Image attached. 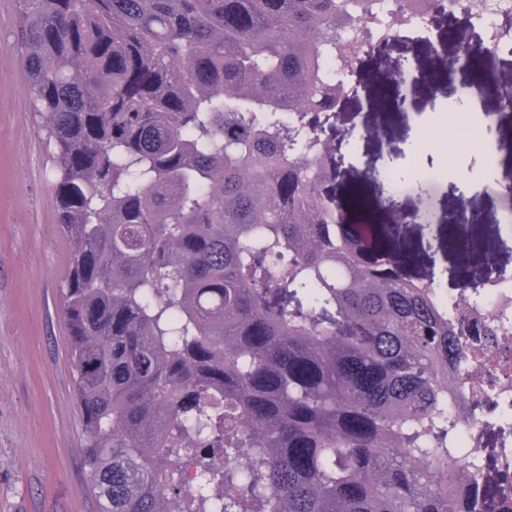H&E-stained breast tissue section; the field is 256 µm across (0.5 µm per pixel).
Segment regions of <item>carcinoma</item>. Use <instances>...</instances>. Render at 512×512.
Here are the masks:
<instances>
[{"instance_id":"1","label":"carcinoma","mask_w":512,"mask_h":512,"mask_svg":"<svg viewBox=\"0 0 512 512\" xmlns=\"http://www.w3.org/2000/svg\"><path fill=\"white\" fill-rule=\"evenodd\" d=\"M18 4L103 512L508 508L449 441L467 332L433 278L336 221L348 90L325 64L374 43V0Z\"/></svg>"}]
</instances>
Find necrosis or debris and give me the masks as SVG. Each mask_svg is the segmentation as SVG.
Instances as JSON below:
<instances>
[{"instance_id":"obj_1","label":"necrosis or debris","mask_w":512,"mask_h":512,"mask_svg":"<svg viewBox=\"0 0 512 512\" xmlns=\"http://www.w3.org/2000/svg\"><path fill=\"white\" fill-rule=\"evenodd\" d=\"M496 53L512 54V12L496 9L475 15ZM441 306L457 308V321L488 326L489 336L470 337L463 371L467 376L449 403L457 419L455 443L460 463H469L494 431V450L500 463L512 470V275L483 289L479 307L442 297Z\"/></svg>"}]
</instances>
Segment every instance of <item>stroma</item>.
<instances>
[{"mask_svg":"<svg viewBox=\"0 0 512 512\" xmlns=\"http://www.w3.org/2000/svg\"><path fill=\"white\" fill-rule=\"evenodd\" d=\"M17 9V0H0V512H100L81 464L83 426L62 315L70 249L56 223L53 158L25 93ZM470 25L457 12L361 54L351 76L360 91L336 110L337 129L349 135L335 186L343 222L385 226L389 198L411 208L426 192L439 219L436 231L405 223L388 246L406 257L409 277L433 274L450 294L474 270L512 269V234L501 230L512 214L501 194L512 171L487 172L494 156L512 164V111L498 114L490 128V154L445 143L428 155L412 151L419 133L410 113L425 114L436 128L453 118L447 98L436 92L452 75L441 56L455 49L451 34ZM404 60L430 71V79L387 84V72ZM463 79L476 93L478 112L493 113L504 81L512 80V56H490ZM462 184L480 236L494 244V261L448 248Z\"/></svg>","mask_w":512,"mask_h":512,"instance_id":"35a3bbf8","label":"stroma"}]
</instances>
